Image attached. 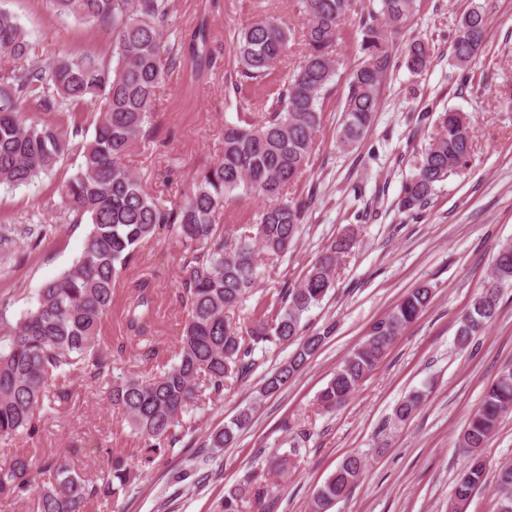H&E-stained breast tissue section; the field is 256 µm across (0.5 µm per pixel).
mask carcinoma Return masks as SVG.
Listing matches in <instances>:
<instances>
[{
    "label": "carcinoma",
    "mask_w": 512,
    "mask_h": 512,
    "mask_svg": "<svg viewBox=\"0 0 512 512\" xmlns=\"http://www.w3.org/2000/svg\"><path fill=\"white\" fill-rule=\"evenodd\" d=\"M55 10L106 28L112 55L79 58L57 55L49 66L0 67V184L20 186L49 173L70 150H80L77 170L60 183L63 221L89 225L79 258L38 291L32 306L14 323L0 313V501L29 500L33 512H87L99 498L128 492L133 477L126 456L111 454L89 477L66 456L37 457L16 447L32 440L41 423L52 419L78 380L101 389L138 436L140 463L150 465L185 437L206 409L221 401L228 383L246 378L256 365L254 354L268 344L298 343L288 363L266 376L260 397L272 396L321 347L328 330L305 333L303 318L335 286L337 267L355 244L347 231L332 239L299 283L275 292L244 323L232 319L263 276L259 253L288 252L305 223L308 203L292 193L308 168L321 126L322 101L337 74L333 47L341 26L356 11L357 0H295L305 18L304 53L287 74L277 72L288 51L292 30L281 18L266 14L233 36L236 72L224 75L225 89L240 92L239 78L264 89L266 112L252 111L242 97L234 122L224 123L221 155L197 169L175 200L150 193L151 174L130 168L129 154L153 137V103L169 70L181 63L182 42L164 41L172 32L170 0H52ZM416 0H379L362 27L359 49L366 62L350 77L341 146L351 148L364 137L378 108V90L391 62L386 35L402 29L414 16ZM486 39V20L472 6L460 19L454 56L471 62ZM197 65L210 63L204 51L206 29L194 34ZM27 34L15 16L0 9V59L28 54ZM430 62L429 45L415 40L406 47V66L421 74ZM45 118L32 120L29 113ZM473 152L467 116L439 114L429 141L418 152L415 171L399 200L403 211L428 204L434 186L459 173ZM260 202L250 232L234 242L220 224L224 207L248 199ZM164 238L179 249L183 276L178 298L185 310L173 356L159 361L147 376L118 372L115 356L126 342H142L154 332L157 301L150 281L128 285L126 341L116 345L102 334L112 310L116 285L142 244ZM512 287V243L499 249L491 275L462 315L458 341L469 344L498 313L503 288ZM424 284L408 292L364 342L354 348L319 392L324 411L343 406L362 380L383 359L393 341L431 301ZM415 391L394 409L408 421L421 404ZM512 410V368L487 388L472 412L459 447L471 460L458 479L450 512H467L473 495L485 484L486 466L478 454L502 416ZM246 408L210 435L209 447L234 443L249 427ZM303 432L290 440V451L272 459L278 474L288 472L289 456L306 443ZM362 456L348 455L316 491L310 512L329 510L365 473ZM253 479L224 497V512H241L253 496L260 503L268 490H252ZM495 512H512V464L497 470Z\"/></svg>",
    "instance_id": "carcinoma-1"
}]
</instances>
